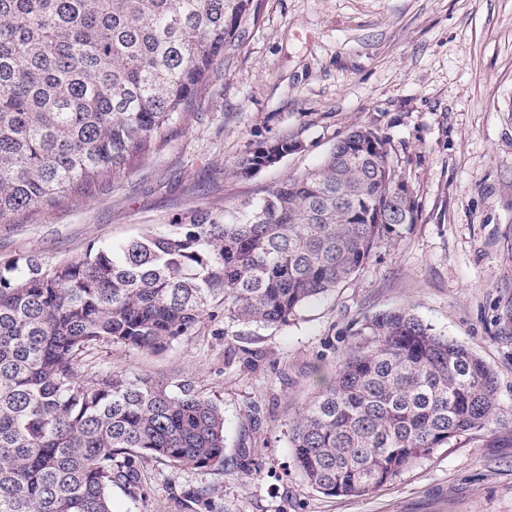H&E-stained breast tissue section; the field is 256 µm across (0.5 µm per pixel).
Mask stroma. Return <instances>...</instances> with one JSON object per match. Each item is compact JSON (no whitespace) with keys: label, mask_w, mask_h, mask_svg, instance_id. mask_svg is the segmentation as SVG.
I'll list each match as a JSON object with an SVG mask.
<instances>
[{"label":"stroma","mask_w":512,"mask_h":512,"mask_svg":"<svg viewBox=\"0 0 512 512\" xmlns=\"http://www.w3.org/2000/svg\"><path fill=\"white\" fill-rule=\"evenodd\" d=\"M389 137L417 224L280 326L203 321L161 352L102 346L88 375L191 381L224 405V468L142 459L143 490L113 512H512V431L464 434L361 497L326 496L296 471L288 425L336 375L355 321L407 309L478 354L512 410V0H262L198 117L88 195L0 224V262L47 263L262 196L322 161L352 126ZM299 148L251 177L232 170L257 135Z\"/></svg>","instance_id":"stroma-1"}]
</instances>
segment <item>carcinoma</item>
<instances>
[{
    "label": "carcinoma",
    "instance_id": "cac0c4a2",
    "mask_svg": "<svg viewBox=\"0 0 512 512\" xmlns=\"http://www.w3.org/2000/svg\"><path fill=\"white\" fill-rule=\"evenodd\" d=\"M261 0H0V223L53 209L159 151L195 113ZM298 149L263 137L233 173ZM389 139L353 126L255 203L46 264L0 265V512H112L145 458L224 470V407L187 380L83 374L93 348L163 350L207 318L286 325L415 224ZM291 422L294 464L364 496L469 432L512 424L493 370L407 310L363 319Z\"/></svg>",
    "mask_w": 512,
    "mask_h": 512
}]
</instances>
